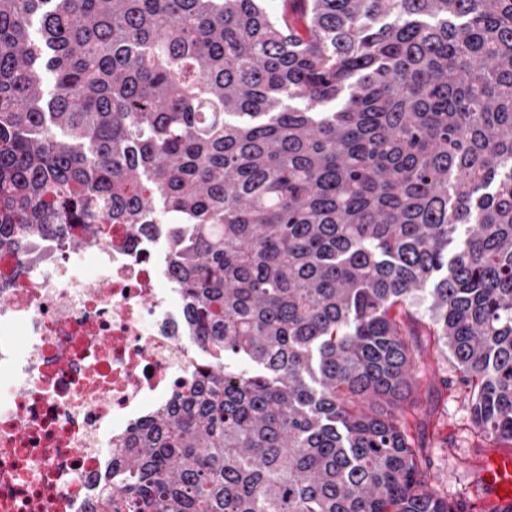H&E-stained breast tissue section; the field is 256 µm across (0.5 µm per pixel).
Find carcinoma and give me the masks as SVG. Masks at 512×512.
Returning a JSON list of instances; mask_svg holds the SVG:
<instances>
[{
	"instance_id": "cac0c4a2",
	"label": "carcinoma",
	"mask_w": 512,
	"mask_h": 512,
	"mask_svg": "<svg viewBox=\"0 0 512 512\" xmlns=\"http://www.w3.org/2000/svg\"><path fill=\"white\" fill-rule=\"evenodd\" d=\"M0 0V250L165 225L203 360L102 512H456L420 299L512 445V0Z\"/></svg>"
}]
</instances>
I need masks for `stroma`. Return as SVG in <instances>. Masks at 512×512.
I'll return each instance as SVG.
<instances>
[{
  "label": "stroma",
  "instance_id": "obj_1",
  "mask_svg": "<svg viewBox=\"0 0 512 512\" xmlns=\"http://www.w3.org/2000/svg\"><path fill=\"white\" fill-rule=\"evenodd\" d=\"M428 305L423 299L397 311L416 359L408 433L424 448L432 492L470 512L486 496L476 470L493 446L473 422L469 388L451 353L430 334Z\"/></svg>",
  "mask_w": 512,
  "mask_h": 512
}]
</instances>
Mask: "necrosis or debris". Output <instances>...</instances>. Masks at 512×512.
<instances>
[{
    "label": "necrosis or debris",
    "mask_w": 512,
    "mask_h": 512,
    "mask_svg": "<svg viewBox=\"0 0 512 512\" xmlns=\"http://www.w3.org/2000/svg\"><path fill=\"white\" fill-rule=\"evenodd\" d=\"M161 250L116 224L83 272L56 237L0 252V512H98L115 442L200 365Z\"/></svg>",
    "instance_id": "necrosis-or-debris-1"
}]
</instances>
